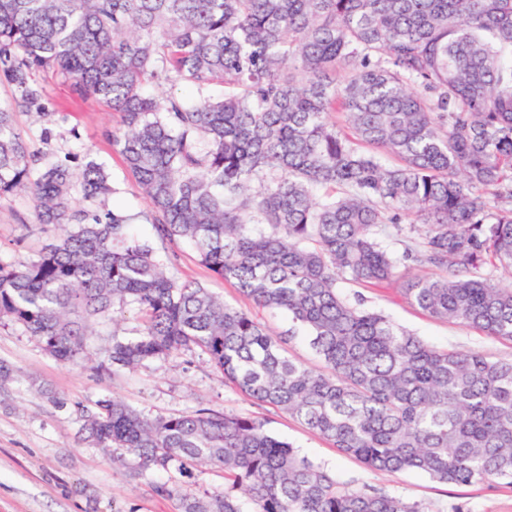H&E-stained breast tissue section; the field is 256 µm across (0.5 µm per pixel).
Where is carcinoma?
Segmentation results:
<instances>
[{
	"label": "carcinoma",
	"mask_w": 512,
	"mask_h": 512,
	"mask_svg": "<svg viewBox=\"0 0 512 512\" xmlns=\"http://www.w3.org/2000/svg\"><path fill=\"white\" fill-rule=\"evenodd\" d=\"M48 71L120 115L107 136L164 253L132 232L134 217L72 205L77 187L87 201L111 193L100 164L75 180L17 132L20 112L55 124L37 79ZM147 82L190 93L155 96ZM0 83L13 88L0 102V196H30L57 230L28 263L0 262V323L71 362L83 317L135 305L142 328L113 341L115 369L198 353L371 469L512 485V360L434 347L339 288L452 265L405 298L512 340V288L483 274L512 276V0H0ZM216 84L220 100L205 96ZM183 243L254 312L176 280ZM265 310L287 312L288 329L271 334ZM299 335L324 369L288 357ZM77 412L85 439L115 463L133 458L134 478L175 463L224 471V493L178 497L179 512H422L337 480L257 416L152 417L116 399Z\"/></svg>",
	"instance_id": "carcinoma-1"
}]
</instances>
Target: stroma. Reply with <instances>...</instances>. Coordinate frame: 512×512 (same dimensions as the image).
Returning a JSON list of instances; mask_svg holds the SVG:
<instances>
[{"mask_svg":"<svg viewBox=\"0 0 512 512\" xmlns=\"http://www.w3.org/2000/svg\"><path fill=\"white\" fill-rule=\"evenodd\" d=\"M50 111L61 118L44 127L36 114L19 113L15 122L22 137L49 160L69 159L79 170L83 158L102 164L114 189L104 208L132 213L148 209V201L108 138L119 116L94 101L74 99L66 82L55 74L39 75ZM54 228L37 223L33 202L26 195L0 198V260L22 265L53 238ZM180 281L202 283L224 302L250 310V302L231 282L202 266L194 249L182 245L171 270ZM423 268L398 267L393 280L380 286L345 284L349 295L389 316L397 325L427 343L472 350L491 359H512V341L482 335L437 320L403 296L409 280L426 276ZM141 326L136 306L127 305L94 319L87 354L70 363L49 355L17 325H0V364L10 370L0 382V512H177L176 500L159 495L158 484H175L182 495L201 498L224 490V472L217 467L194 468L192 476L178 470L150 471L131 478L114 463L110 451L80 439L82 421L77 405L93 406L115 398L152 415H176L207 407L219 412L264 418L272 434L292 442L299 452L327 468L337 479L397 492L418 503L424 512H512V485L440 483L416 472L374 471L341 453L303 422L269 406H258L231 384L207 360L196 354H173L144 362L131 370H115L109 359L112 341L132 338Z\"/></svg>","mask_w":512,"mask_h":512,"instance_id":"1","label":"stroma"}]
</instances>
